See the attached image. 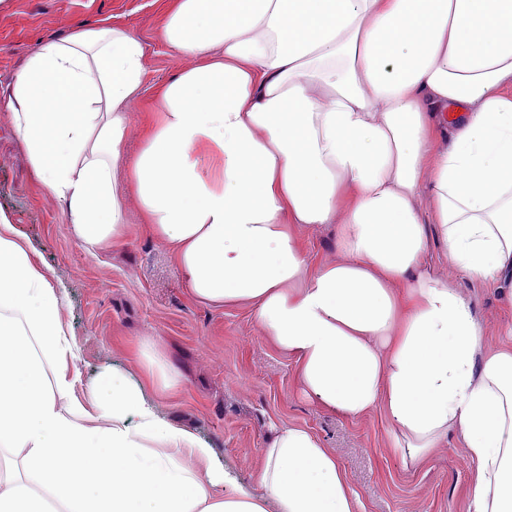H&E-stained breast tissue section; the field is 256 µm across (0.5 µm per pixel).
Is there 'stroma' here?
I'll list each match as a JSON object with an SVG mask.
<instances>
[{"instance_id":"1","label":"stroma","mask_w":512,"mask_h":512,"mask_svg":"<svg viewBox=\"0 0 512 512\" xmlns=\"http://www.w3.org/2000/svg\"><path fill=\"white\" fill-rule=\"evenodd\" d=\"M163 0H0V215L32 250L52 284L65 291L62 321L80 350L83 380L109 363L143 378L135 346L152 341L181 378L174 392L147 388L160 413L204 439L224 470L256 490L263 448L275 426L309 429L336 456L359 493L360 512H467L474 465L457 438L419 467L390 446L381 412L357 420L330 414L299 393L293 361L275 349L249 308L191 299L169 250L146 232L134 190H126L123 242L87 253L72 239L62 204L30 169L7 105L25 60L48 41L110 23L126 26L144 47V83L133 114L159 86L193 65L160 37ZM461 292L495 342L512 321L502 283L462 280Z\"/></svg>"}]
</instances>
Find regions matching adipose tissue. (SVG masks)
<instances>
[{
  "instance_id": "1",
  "label": "adipose tissue",
  "mask_w": 512,
  "mask_h": 512,
  "mask_svg": "<svg viewBox=\"0 0 512 512\" xmlns=\"http://www.w3.org/2000/svg\"><path fill=\"white\" fill-rule=\"evenodd\" d=\"M161 37L195 63L142 112L131 157L128 28L46 42L16 76L17 133L75 241L121 242L134 185L192 298L250 308L301 395L381 411L413 466L458 437L468 512H512V343L483 342L455 282L512 281V0H165ZM319 224L338 259L308 258ZM434 237L455 277L427 267ZM64 300L0 216V512H357L295 425L268 438L257 490L238 487L146 395L181 386L150 342L144 382L109 364L83 382Z\"/></svg>"
}]
</instances>
